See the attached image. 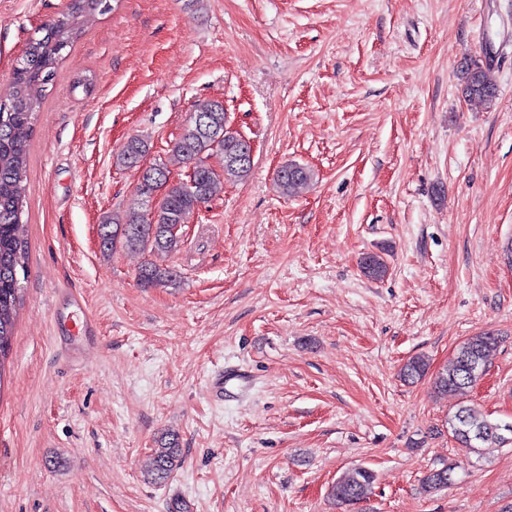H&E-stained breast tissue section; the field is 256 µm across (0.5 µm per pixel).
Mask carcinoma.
Listing matches in <instances>:
<instances>
[{"label": "carcinoma", "instance_id": "obj_1", "mask_svg": "<svg viewBox=\"0 0 512 512\" xmlns=\"http://www.w3.org/2000/svg\"><path fill=\"white\" fill-rule=\"evenodd\" d=\"M109 9L108 0H68L65 10L38 30L39 36L28 41L25 51L16 60L12 91L7 99L9 108L4 112L0 110V381L22 302L19 272L26 271L27 243L20 235V221L26 180L27 132L33 125L46 85L54 79L63 52L72 47L81 34V19ZM461 80L467 98L493 103L496 82L491 69L481 60L464 59ZM193 112L208 118L210 134H200L188 125L172 145V152L193 171L192 178L169 182L167 168L152 166L137 186V202L121 217H103L99 228L103 252H112L119 246L131 251L179 250L181 237L174 234L172 228L187 223L196 210L215 199L224 183L241 182L249 177L252 165L233 161L241 148L239 135L224 136L223 102L199 100ZM148 151V141L134 137L117 154L116 162L132 168ZM209 151L222 155L223 175L216 174L206 163L205 153ZM313 178L312 170L295 163H287L277 171L278 184L287 195L299 193ZM157 181L167 186L163 197L155 203L151 192L152 184ZM362 269L371 278H381L387 272V265L380 256L372 254L363 258ZM177 279L176 270H160L148 263L137 273V281L143 288L172 285ZM496 344L497 337L490 332L468 338L457 348L448 369L434 379L435 389L442 394L458 395L474 386L485 374L488 353ZM427 373V361L415 356L403 364L400 377L413 384ZM448 430L462 447L476 453L488 443L507 441L505 433H512V424L491 420L469 405H460L448 417ZM180 465L178 437L173 435L155 449L151 469L154 481L167 480ZM454 470L455 466L448 464L431 470L422 480L424 490L448 487ZM375 482L372 470L358 466L336 481L330 495L342 512H355L356 505L370 499Z\"/></svg>", "mask_w": 512, "mask_h": 512}]
</instances>
